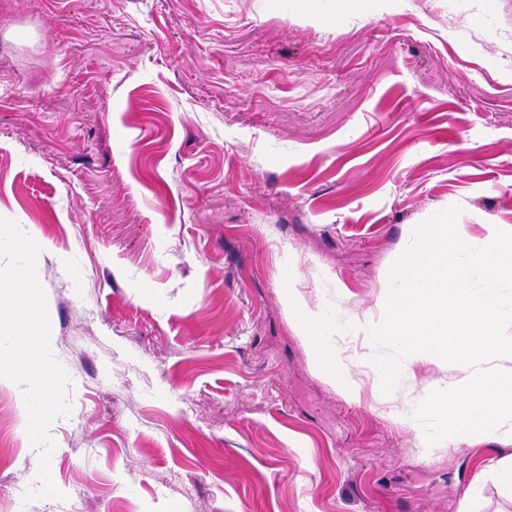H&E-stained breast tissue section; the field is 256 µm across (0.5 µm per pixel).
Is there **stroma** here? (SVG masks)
<instances>
[{
  "instance_id": "1",
  "label": "stroma",
  "mask_w": 512,
  "mask_h": 512,
  "mask_svg": "<svg viewBox=\"0 0 512 512\" xmlns=\"http://www.w3.org/2000/svg\"><path fill=\"white\" fill-rule=\"evenodd\" d=\"M452 206L512 225V0H0V304L53 340L45 400L0 323V512H512V439L414 416L458 365L372 362ZM309 317L311 313H308ZM306 313L301 316V326L304 329L307 337L310 341L316 345V365L326 375L341 379L344 374V357L337 348L322 347L318 342V337L315 336L316 332L313 329V325L310 324L309 317Z\"/></svg>"
}]
</instances>
